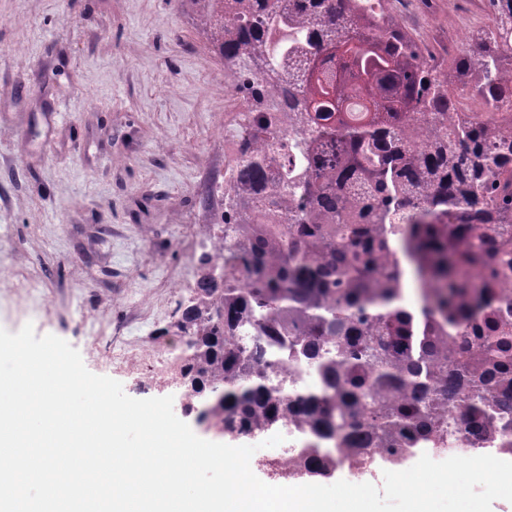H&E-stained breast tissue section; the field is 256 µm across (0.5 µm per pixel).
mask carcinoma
Returning <instances> with one entry per match:
<instances>
[{"instance_id": "carcinoma-1", "label": "carcinoma", "mask_w": 512, "mask_h": 512, "mask_svg": "<svg viewBox=\"0 0 512 512\" xmlns=\"http://www.w3.org/2000/svg\"><path fill=\"white\" fill-rule=\"evenodd\" d=\"M188 2L245 106L230 247L202 256L175 323L196 421L226 438L288 423V479L450 444L512 455V296L495 295L512 278V0H486L449 72L389 0ZM286 360L320 386L289 387Z\"/></svg>"}]
</instances>
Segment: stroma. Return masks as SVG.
Segmentation results:
<instances>
[{
  "label": "stroma",
  "mask_w": 512,
  "mask_h": 512,
  "mask_svg": "<svg viewBox=\"0 0 512 512\" xmlns=\"http://www.w3.org/2000/svg\"><path fill=\"white\" fill-rule=\"evenodd\" d=\"M393 15L451 69L448 0ZM239 109L182 0H0V328L33 324L128 396L181 402L153 361L198 278Z\"/></svg>",
  "instance_id": "1"
}]
</instances>
